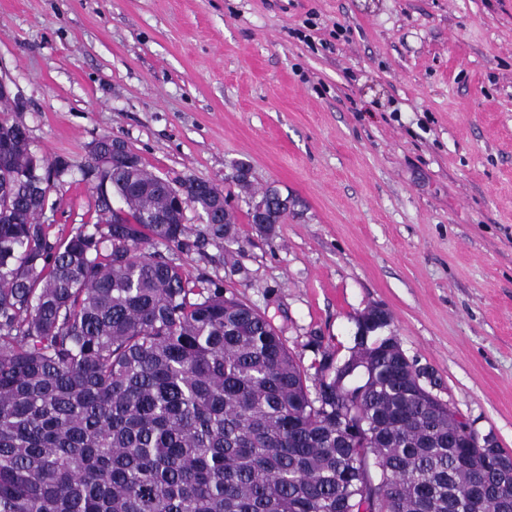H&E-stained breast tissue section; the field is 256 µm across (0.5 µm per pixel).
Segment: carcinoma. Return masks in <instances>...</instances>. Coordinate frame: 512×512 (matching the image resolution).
Returning a JSON list of instances; mask_svg holds the SVG:
<instances>
[{
  "mask_svg": "<svg viewBox=\"0 0 512 512\" xmlns=\"http://www.w3.org/2000/svg\"><path fill=\"white\" fill-rule=\"evenodd\" d=\"M28 162L1 112L0 512H465L476 483L512 512V455L453 433L387 340L352 350V391L310 337V386L264 313L166 255L197 245L157 223L169 181L112 171L120 214L98 198L97 222L59 237L38 219L54 182ZM188 182L205 233L235 231L227 209L215 222L224 189Z\"/></svg>",
  "mask_w": 512,
  "mask_h": 512,
  "instance_id": "obj_1",
  "label": "carcinoma"
}]
</instances>
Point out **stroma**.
Segmentation results:
<instances>
[{
    "label": "stroma",
    "instance_id": "35a3bbf8",
    "mask_svg": "<svg viewBox=\"0 0 512 512\" xmlns=\"http://www.w3.org/2000/svg\"><path fill=\"white\" fill-rule=\"evenodd\" d=\"M0 79L41 160L42 220L96 222L101 136L228 192L238 243L178 255L336 357L356 319L432 369L512 453V0H0ZM250 170L249 191L231 176ZM283 223H250L267 188Z\"/></svg>",
    "mask_w": 512,
    "mask_h": 512
}]
</instances>
